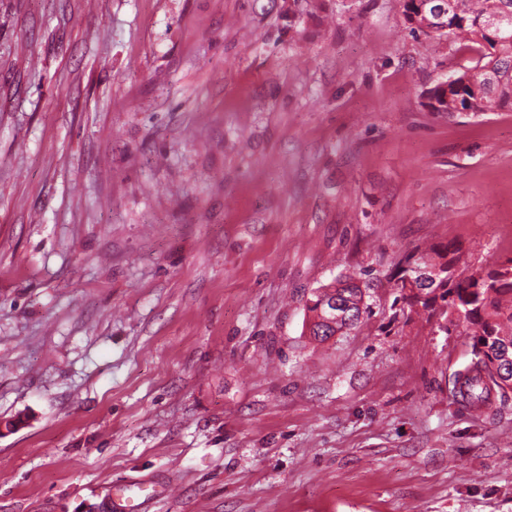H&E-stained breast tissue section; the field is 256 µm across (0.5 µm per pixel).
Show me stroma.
I'll return each mask as SVG.
<instances>
[{"label": "stroma", "instance_id": "1", "mask_svg": "<svg viewBox=\"0 0 512 512\" xmlns=\"http://www.w3.org/2000/svg\"><path fill=\"white\" fill-rule=\"evenodd\" d=\"M475 58L404 0H0V512H512V398L394 286L512 258V108L428 105ZM336 298L344 303L349 310L347 320L337 323V328L330 327L324 323L326 312L324 300L327 304ZM350 304V305H349ZM308 311L312 314L309 322L310 336L319 342H325L336 335L337 331L346 327H356L360 322L363 310V291L359 285L353 280V277L336 280L330 284L323 285L318 288L312 295L307 306ZM351 317V318H350ZM134 491L136 492L135 495H133ZM143 491L144 489L140 486L129 485L113 493L111 498V510L114 512H138L140 506L138 500Z\"/></svg>", "mask_w": 512, "mask_h": 512}]
</instances>
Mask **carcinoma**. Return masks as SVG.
I'll use <instances>...</instances> for the list:
<instances>
[{
    "label": "carcinoma",
    "instance_id": "carcinoma-1",
    "mask_svg": "<svg viewBox=\"0 0 512 512\" xmlns=\"http://www.w3.org/2000/svg\"><path fill=\"white\" fill-rule=\"evenodd\" d=\"M427 31L439 37H474L484 48L472 67L455 73L473 112H488L512 106V0H448V26L430 28L427 18H419L412 31ZM458 247L434 245L420 255L410 254L401 261L395 283L410 306L421 305L428 315L465 327L471 338V359L454 378V394L466 407L481 409L491 403L492 395L507 400L508 392L488 365V360L509 357L512 367V258L492 271L497 287L481 291L466 278L454 282L442 277L427 291L423 300L405 277L412 267L430 265L448 269V260L460 257ZM337 299L348 305L349 318L333 328L324 323V300ZM309 331L319 342L336 332L355 327L363 310V291L351 277L318 288L309 300Z\"/></svg>",
    "mask_w": 512,
    "mask_h": 512
}]
</instances>
